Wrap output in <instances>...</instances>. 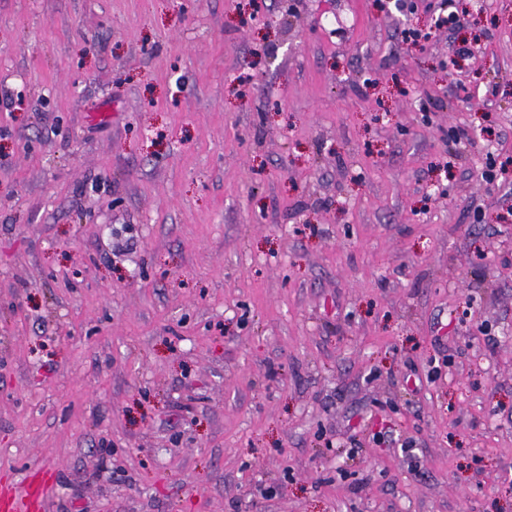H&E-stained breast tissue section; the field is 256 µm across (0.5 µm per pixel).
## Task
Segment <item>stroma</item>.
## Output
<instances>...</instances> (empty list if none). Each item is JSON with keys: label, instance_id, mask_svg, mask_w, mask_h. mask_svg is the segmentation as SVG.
Returning <instances> with one entry per match:
<instances>
[{"label": "stroma", "instance_id": "stroma-1", "mask_svg": "<svg viewBox=\"0 0 512 512\" xmlns=\"http://www.w3.org/2000/svg\"><path fill=\"white\" fill-rule=\"evenodd\" d=\"M386 2L0 0V486L512 512V0Z\"/></svg>", "mask_w": 512, "mask_h": 512}]
</instances>
